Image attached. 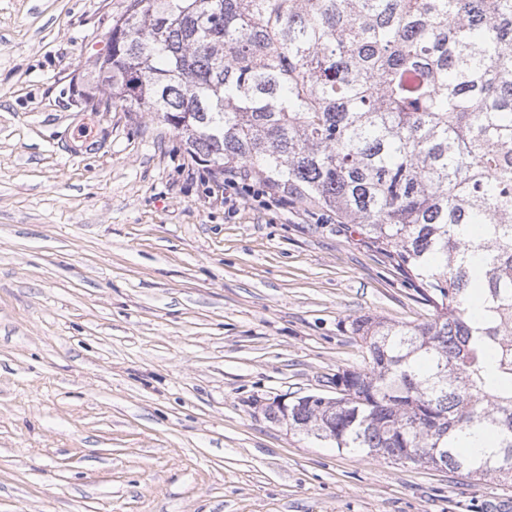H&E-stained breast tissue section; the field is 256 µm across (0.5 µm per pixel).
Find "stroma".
Segmentation results:
<instances>
[{
  "instance_id": "stroma-1",
  "label": "stroma",
  "mask_w": 512,
  "mask_h": 512,
  "mask_svg": "<svg viewBox=\"0 0 512 512\" xmlns=\"http://www.w3.org/2000/svg\"><path fill=\"white\" fill-rule=\"evenodd\" d=\"M127 0H0V512H512V485L270 422L421 322L335 215L225 199L152 112L93 109Z\"/></svg>"
}]
</instances>
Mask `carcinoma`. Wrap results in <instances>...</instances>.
Here are the masks:
<instances>
[{
	"label": "carcinoma",
	"instance_id": "obj_1",
	"mask_svg": "<svg viewBox=\"0 0 512 512\" xmlns=\"http://www.w3.org/2000/svg\"><path fill=\"white\" fill-rule=\"evenodd\" d=\"M99 78L188 154L353 224L430 308L288 427L512 484V0H130Z\"/></svg>",
	"mask_w": 512,
	"mask_h": 512
}]
</instances>
